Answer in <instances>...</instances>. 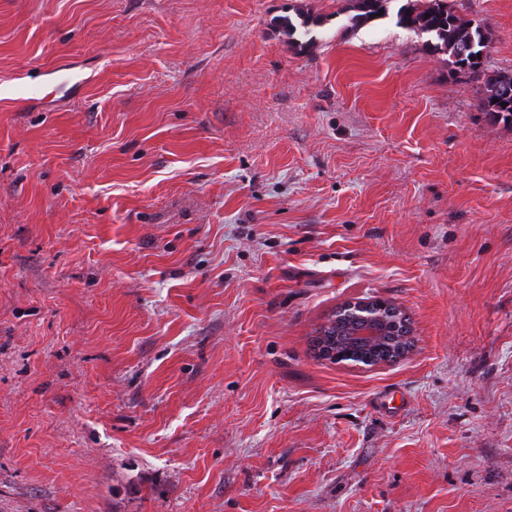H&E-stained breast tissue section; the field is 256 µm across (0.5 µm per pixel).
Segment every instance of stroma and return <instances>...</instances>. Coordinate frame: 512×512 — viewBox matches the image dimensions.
<instances>
[{
	"label": "stroma",
	"instance_id": "1",
	"mask_svg": "<svg viewBox=\"0 0 512 512\" xmlns=\"http://www.w3.org/2000/svg\"><path fill=\"white\" fill-rule=\"evenodd\" d=\"M349 7L0 0V512H512V128ZM364 297L412 352L313 357ZM357 303V309L362 310L364 318H366L370 324V328L363 333L364 336L372 340L379 338L381 332L377 329L376 324L377 322L384 320L385 313L383 312L388 308L390 303L383 300H372V303L374 304H369L367 301H359ZM385 318L393 336H404L400 339H396L394 344L396 345L398 353L402 354V357H405L412 350L408 345H404L407 339L412 338V335L405 336L412 332L410 318L400 309H396V311L391 315H385ZM404 347L406 349L405 352H403ZM408 350L409 353H407Z\"/></svg>",
	"mask_w": 512,
	"mask_h": 512
}]
</instances>
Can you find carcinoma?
<instances>
[{
  "mask_svg": "<svg viewBox=\"0 0 512 512\" xmlns=\"http://www.w3.org/2000/svg\"><path fill=\"white\" fill-rule=\"evenodd\" d=\"M355 14L351 17L354 24L366 23L377 19V13L388 10L391 0H353ZM421 0H407L396 13L397 24L420 31L429 37L428 46L435 50L448 51V61L461 69L476 70L481 66L477 57L484 54L487 48V37L484 29L462 22L448 8V0H428L420 5ZM289 33L296 36L300 46L305 47L313 41L310 21L303 20L295 25L288 23ZM496 86L485 87L483 110L493 121L512 126V107L503 109L501 89L512 87V74L498 73ZM386 321L394 336H405L412 332L410 318L401 310L386 316ZM364 328V319L360 312L342 305L336 308L331 317L316 330L313 347L324 359H332V354L341 356V360L356 365H367V362L380 360L386 349H375L360 337Z\"/></svg>",
  "mask_w": 512,
  "mask_h": 512,
  "instance_id": "1",
  "label": "carcinoma"
}]
</instances>
